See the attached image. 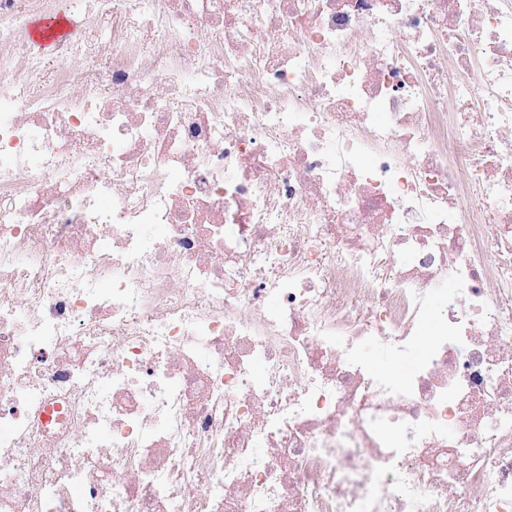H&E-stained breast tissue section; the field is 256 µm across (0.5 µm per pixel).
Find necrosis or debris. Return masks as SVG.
<instances>
[{
    "mask_svg": "<svg viewBox=\"0 0 512 512\" xmlns=\"http://www.w3.org/2000/svg\"><path fill=\"white\" fill-rule=\"evenodd\" d=\"M54 3L0 0V512H512V0H73L48 57ZM58 12L62 13L53 19H44L40 21L37 28L38 33L33 35L34 43L30 37V32L33 31L32 28L34 25L31 21L32 18L50 16ZM63 12H65L69 17ZM69 18L76 22V18L73 16V13L65 8H58V10L51 11L49 13L36 12L30 14L24 21V37L27 43L37 53L48 55L49 52L43 50L38 45L44 49H52L56 42L68 38L72 33V23Z\"/></svg>",
    "mask_w": 512,
    "mask_h": 512,
    "instance_id": "necrosis-or-debris-1",
    "label": "necrosis or debris"
}]
</instances>
